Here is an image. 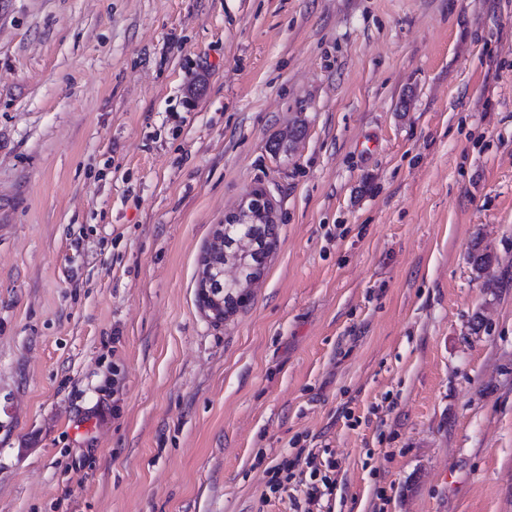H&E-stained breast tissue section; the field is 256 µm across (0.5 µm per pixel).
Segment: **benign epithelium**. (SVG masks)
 <instances>
[{
    "label": "benign epithelium",
    "instance_id": "benign-epithelium-1",
    "mask_svg": "<svg viewBox=\"0 0 512 512\" xmlns=\"http://www.w3.org/2000/svg\"><path fill=\"white\" fill-rule=\"evenodd\" d=\"M269 213L268 201L258 193L252 194L238 211L224 217V223L216 226L212 240L201 257L202 272L198 288L206 293L215 318H222L223 301L208 292L212 281L218 280L243 299L246 291L258 282L263 266L256 262L257 247L250 238L239 235L229 241L225 233L232 227L248 225L266 219Z\"/></svg>",
    "mask_w": 512,
    "mask_h": 512
}]
</instances>
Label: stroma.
<instances>
[{"label": "stroma", "mask_w": 512, "mask_h": 512, "mask_svg": "<svg viewBox=\"0 0 512 512\" xmlns=\"http://www.w3.org/2000/svg\"><path fill=\"white\" fill-rule=\"evenodd\" d=\"M326 449L324 512H512V0H0V512H294ZM268 213V201L261 194L254 193L240 205L238 211L226 215L224 224H217L214 230L212 240L201 257L202 272L198 288L208 297L210 303L208 308L216 319L222 318L223 301L208 292V288H213L214 260L221 259L214 280L222 283V289L225 286V289L235 291L242 300L245 299L248 288H253L260 280L258 278L263 270L262 264L255 260L257 247L250 238L237 235L235 239L228 241L225 239V234L231 230L232 226L263 221ZM317 456L314 453L309 452L307 456L301 460V458H297L296 461L292 462H282L280 464L275 465L272 468L271 477L267 481V486L271 493H276L280 490L283 485V482H290L295 479L297 474L295 468L298 470V485L303 486L300 488V492L303 495L302 502L303 506L300 504V501H295V506L297 512H322L321 508V500L325 496H332L334 491L336 490V479L329 476L326 472L320 476L322 470L319 468L317 464ZM305 469L309 470V477L311 481L317 480L320 476V479L317 482H321V484L317 482H309L303 481L301 476L304 474ZM306 471V472H307ZM285 474L282 476V474Z\"/></svg>", "instance_id": "stroma-1"}]
</instances>
